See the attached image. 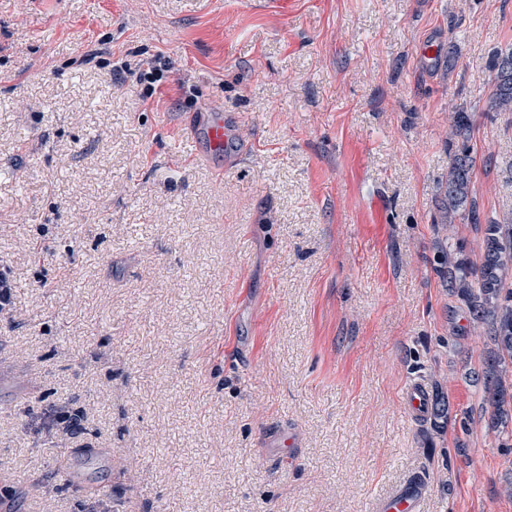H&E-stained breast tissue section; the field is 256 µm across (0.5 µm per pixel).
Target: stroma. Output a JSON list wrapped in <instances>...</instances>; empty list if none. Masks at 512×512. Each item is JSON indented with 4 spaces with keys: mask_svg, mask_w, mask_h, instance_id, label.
Here are the masks:
<instances>
[{
    "mask_svg": "<svg viewBox=\"0 0 512 512\" xmlns=\"http://www.w3.org/2000/svg\"><path fill=\"white\" fill-rule=\"evenodd\" d=\"M509 50L512 0H0V473L26 512H373L415 480L421 512H512L488 345L438 263L512 210ZM463 106L481 223L447 231ZM213 107L249 145L230 170L192 154ZM416 382L447 418L409 412ZM491 71L493 86L488 108L494 112H512V51L497 54Z\"/></svg>",
    "mask_w": 512,
    "mask_h": 512,
    "instance_id": "obj_1",
    "label": "stroma"
}]
</instances>
